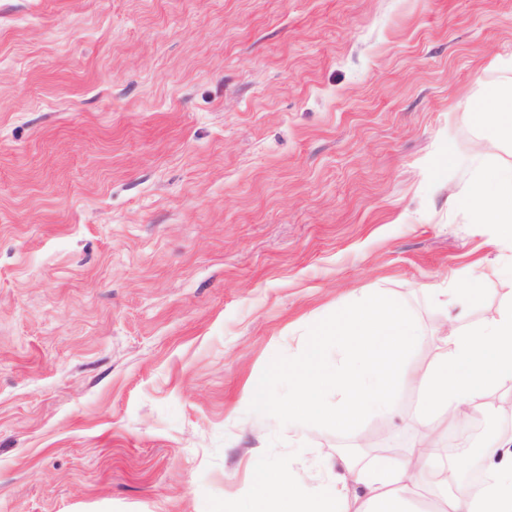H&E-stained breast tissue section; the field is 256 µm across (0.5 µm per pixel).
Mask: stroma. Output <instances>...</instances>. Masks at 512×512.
Returning a JSON list of instances; mask_svg holds the SVG:
<instances>
[{"mask_svg":"<svg viewBox=\"0 0 512 512\" xmlns=\"http://www.w3.org/2000/svg\"><path fill=\"white\" fill-rule=\"evenodd\" d=\"M512 0H0V512H214L260 457L406 448L419 391L342 435L249 412L308 326L382 292L433 360L512 293L450 209ZM450 165H440L444 153Z\"/></svg>","mask_w":512,"mask_h":512,"instance_id":"obj_1","label":"stroma"}]
</instances>
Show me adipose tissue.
<instances>
[{"label":"adipose tissue","mask_w":512,"mask_h":512,"mask_svg":"<svg viewBox=\"0 0 512 512\" xmlns=\"http://www.w3.org/2000/svg\"><path fill=\"white\" fill-rule=\"evenodd\" d=\"M474 116L486 143L512 138V86L487 91ZM457 203L512 240L511 167L486 168ZM417 382L418 437L411 448L394 458L378 455L367 465L337 457L329 477L314 487L296 480L292 470L263 463L246 493V512H352L357 501L367 503L368 512H405V503L423 480L445 491L446 512H512L511 441L480 444L476 455L487 463L488 479L478 488L460 482L454 466L441 462L432 445L435 435L473 414L495 415L500 393L512 390V299L492 321L453 325Z\"/></svg>","instance_id":"adipose-tissue-1"}]
</instances>
